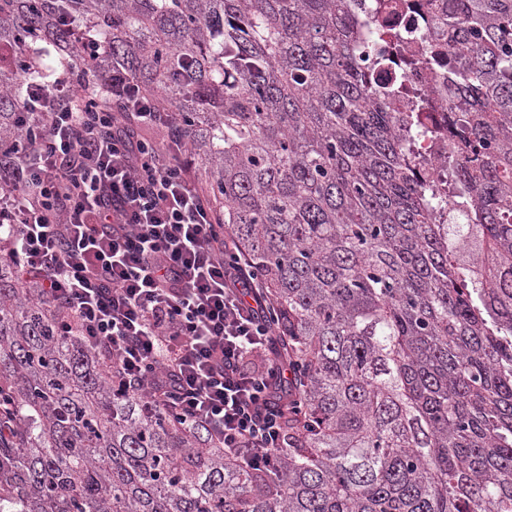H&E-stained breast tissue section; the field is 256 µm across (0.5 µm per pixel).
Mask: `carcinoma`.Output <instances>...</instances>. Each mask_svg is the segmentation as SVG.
I'll list each match as a JSON object with an SVG mask.
<instances>
[{
  "instance_id": "cac0c4a2",
  "label": "carcinoma",
  "mask_w": 512,
  "mask_h": 512,
  "mask_svg": "<svg viewBox=\"0 0 512 512\" xmlns=\"http://www.w3.org/2000/svg\"><path fill=\"white\" fill-rule=\"evenodd\" d=\"M424 8L457 101L450 211L407 136L420 113L369 85L350 0H0V159L43 43L79 95L116 65L159 92L293 370L276 466L199 449L0 249V512H512V0Z\"/></svg>"
}]
</instances>
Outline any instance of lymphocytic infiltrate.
<instances>
[{
  "label": "lymphocytic infiltrate",
  "mask_w": 512,
  "mask_h": 512,
  "mask_svg": "<svg viewBox=\"0 0 512 512\" xmlns=\"http://www.w3.org/2000/svg\"><path fill=\"white\" fill-rule=\"evenodd\" d=\"M107 91L103 108L61 76L27 86L1 238L117 390L270 466L291 376L271 301L199 191L174 112L117 67Z\"/></svg>",
  "instance_id": "1"
}]
</instances>
